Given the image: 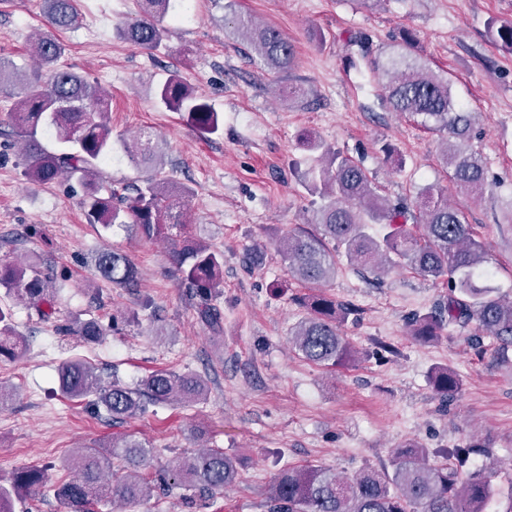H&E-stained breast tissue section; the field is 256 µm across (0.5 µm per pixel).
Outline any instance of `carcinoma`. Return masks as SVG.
<instances>
[{
	"label": "carcinoma",
	"mask_w": 512,
	"mask_h": 512,
	"mask_svg": "<svg viewBox=\"0 0 512 512\" xmlns=\"http://www.w3.org/2000/svg\"><path fill=\"white\" fill-rule=\"evenodd\" d=\"M142 14L117 29V34L145 50L157 47L165 37L161 22L169 15L174 0H141ZM52 27L67 29L76 24V0H44ZM233 32L250 45L265 68L284 74L295 65L294 44L277 28L259 25L244 12L232 20ZM492 39L512 50V21L490 26ZM404 46L383 61L371 60L372 71H395L385 87L383 101L388 109L416 118L426 129L444 135V167L451 170L452 183L462 193L486 189V168L470 141L476 115L459 104L450 81L409 60ZM65 45L53 34L36 44L40 65L47 80L35 74L22 81L20 100L0 120V135L25 142L23 161L28 180L46 184L67 173L83 186L81 207L89 223L107 228L114 224L133 225L141 239L153 241L161 235L172 240L171 261L179 286L195 302L200 321L213 330L221 328L223 315L216 304L224 282V253L212 248L189 231L184 209L161 181L127 186L118 192L104 188L97 179L99 164L112 152L111 130L104 120L108 103L78 73L61 65ZM15 63L0 56V89L14 85ZM155 97L173 112H182L195 129L213 134L219 130L220 114L197 98L177 74L170 75L155 89ZM51 126L64 148L52 150L40 135ZM304 146L315 154V164L304 174L308 189L321 197L315 211L313 231L288 233L275 242L287 263L290 276L310 288L298 299L307 310L291 335V342L308 361L320 366L342 365L355 351L342 336L340 326L351 308L338 303L319 289L336 276L335 252L342 250L352 263L377 276L407 266L425 278L444 280L448 294L424 314L412 318V336L432 341L449 326L475 323L477 332L469 337L474 345L490 337L498 343L500 355L512 348V299L496 295L487 285L490 270L485 267L484 247L462 211L448 203L445 191L428 186L415 199L424 233L417 236L406 228L408 206L394 202L372 185L367 171L354 160L309 137ZM135 166L157 167L162 163V146L143 130L124 145ZM383 224L381 237L368 232V225ZM95 269L112 284L135 290L139 270L125 254L100 252ZM0 288L14 298L27 301L46 319L55 313V301L48 275L28 265L0 263ZM12 313L0 307V358L14 359L26 350V340L13 333ZM63 332L90 343L104 336L94 318L77 320ZM59 387L70 399L88 401L97 411L116 422L144 414L156 405L195 403L204 399L208 386L192 373L156 371L131 387L118 380L107 381L80 358L58 370ZM435 396L443 403L455 398L461 380L448 367L430 373ZM484 445L473 442L464 448H450L441 461L429 460V451L419 445L399 449L390 468L362 469L339 478L319 466L288 468L276 474L269 497V512H486L493 490L477 469H470L473 456ZM120 458L135 467L148 466L153 449L129 436L109 447L80 448L64 463L74 476L55 485L57 498L69 512H92L91 506L104 498L135 503L157 487L179 485L200 498L221 494L234 485L239 471L234 459L221 448H210L156 473L154 482L123 479L115 486L103 483V470ZM45 481L44 471L26 468L16 472L10 484H0V505L21 491H31Z\"/></svg>",
	"instance_id": "cac0c4a2"
}]
</instances>
